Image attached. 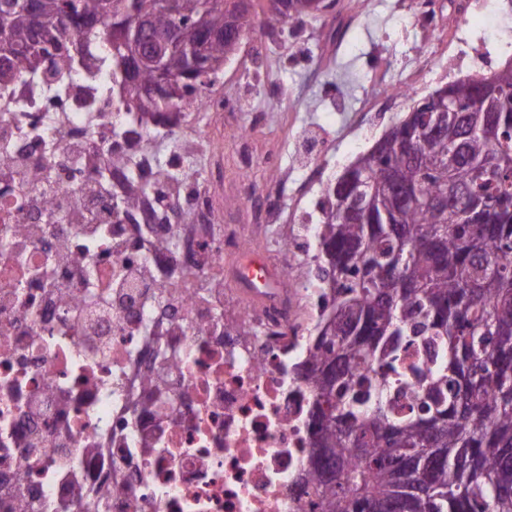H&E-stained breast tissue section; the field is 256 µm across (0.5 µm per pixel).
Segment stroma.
<instances>
[{
  "label": "stroma",
  "mask_w": 512,
  "mask_h": 512,
  "mask_svg": "<svg viewBox=\"0 0 512 512\" xmlns=\"http://www.w3.org/2000/svg\"><path fill=\"white\" fill-rule=\"evenodd\" d=\"M417 3L337 0L333 10L280 23L268 79L282 89L285 101L257 138L258 148L274 152L255 168L252 191L286 185L281 235L322 221L321 202L302 187L305 169L325 168L327 179L336 180L411 111L409 99L394 112L364 113L377 84L414 74L417 95L424 98L459 77L487 75L512 61V0H496L495 18L477 9L460 19L470 38L460 70L448 61L447 41L430 40L419 26ZM425 60L434 61V68L422 70Z\"/></svg>",
  "instance_id": "35a3bbf8"
}]
</instances>
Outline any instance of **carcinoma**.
I'll use <instances>...</instances> for the list:
<instances>
[{
    "label": "carcinoma",
    "mask_w": 512,
    "mask_h": 512,
    "mask_svg": "<svg viewBox=\"0 0 512 512\" xmlns=\"http://www.w3.org/2000/svg\"><path fill=\"white\" fill-rule=\"evenodd\" d=\"M281 20L313 0H268ZM0 0V80L48 58L75 67L78 37L114 45L127 26L169 44L196 0ZM249 8L200 42L207 64L236 55ZM130 112H170L207 83L171 53L158 72L125 51L101 59ZM441 91L498 140L448 124L447 143L393 126L330 184L320 267L334 299L301 373L313 393L314 463L301 481L309 512H512V167L480 180L471 161L512 155V68ZM375 188L355 206V183Z\"/></svg>",
    "instance_id": "1"
}]
</instances>
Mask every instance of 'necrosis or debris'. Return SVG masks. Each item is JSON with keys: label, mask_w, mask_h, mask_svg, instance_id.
Instances as JSON below:
<instances>
[{"label": "necrosis or debris", "mask_w": 512, "mask_h": 512, "mask_svg": "<svg viewBox=\"0 0 512 512\" xmlns=\"http://www.w3.org/2000/svg\"><path fill=\"white\" fill-rule=\"evenodd\" d=\"M269 26L246 42L223 126L241 149L225 183L222 147L196 167L182 152L209 91L172 121L127 112L112 72L49 67L0 81V512H301L298 476L311 463L313 397L295 366L330 307L297 261L267 266L279 289L200 293L212 267L238 276L262 252L272 217L248 196L250 144L273 115ZM142 194L123 203L127 184ZM101 188L99 221H74L75 185ZM181 212V223L171 221ZM54 266L75 284L96 337L70 303L15 268ZM111 270L113 311L98 304ZM73 300V301H74Z\"/></svg>", "instance_id": "4bbe7bcc"}]
</instances>
